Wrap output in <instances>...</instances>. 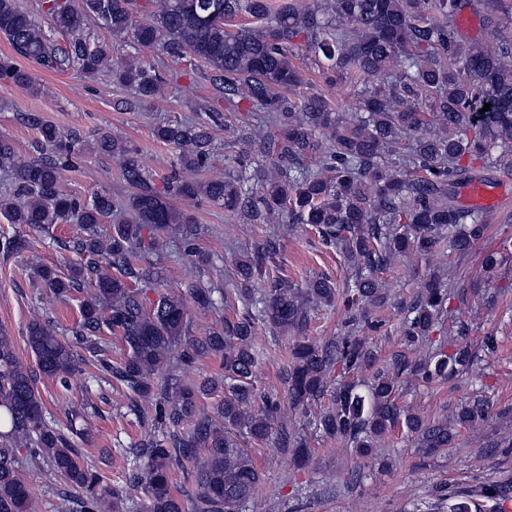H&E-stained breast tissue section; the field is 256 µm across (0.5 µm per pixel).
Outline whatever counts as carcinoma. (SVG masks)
<instances>
[{"label": "carcinoma", "mask_w": 512, "mask_h": 512, "mask_svg": "<svg viewBox=\"0 0 512 512\" xmlns=\"http://www.w3.org/2000/svg\"><path fill=\"white\" fill-rule=\"evenodd\" d=\"M464 0H40L49 29L40 26L17 0H0V35L15 52L41 66L88 76L105 70L130 88L135 105L161 96L165 78L154 62L135 57L114 59L106 46L91 40L101 22L114 36L157 50L172 61L186 56L209 68L225 112H203L190 123H167L155 139L178 150L167 176V192L156 191L132 143L102 132L96 153L119 160L134 191L124 200L97 191L87 198L60 189L62 172L88 153L79 133H65L32 118L39 156L21 158L0 139V169L9 193L0 197V216L34 232L73 223L80 235L61 245L76 259L64 276L44 267L43 285L58 299L92 287L83 301L74 340L57 335L48 322L33 320L28 345L39 371L67 388L79 367L82 349L97 358L112 379L131 395L132 410L147 404L162 436L148 435L134 448L135 466L128 486L141 489L143 512H186L183 491L173 476L193 475L194 512H245L264 474L240 440L277 441L299 464L309 461L306 438L279 421L283 400L254 386L260 327L272 334H300L290 347L282 383L288 407L299 410L314 432L345 442L361 458L372 456L379 438L397 428L414 437L425 457L445 452L456 434L446 421L424 422L399 406V379L424 384L451 381L468 372L477 355L468 344L470 328L449 305L447 282L458 268L430 275L415 297L401 304V336L406 348L429 339L450 324L456 341L439 343L427 357L411 361L405 353L378 363L373 349L354 335L363 325L375 332L384 323L373 308L389 301L378 274L400 257H427L441 243L457 261L487 231L472 209L456 203L457 188L472 181L476 169L512 167V36L502 28L512 21V0H482L480 20L498 36L492 45L467 42L455 19ZM71 35L56 47L50 32ZM322 68L326 85L359 84L351 116L343 118L323 92L305 91L307 80L296 62L300 49ZM0 79L40 91L29 72L0 58ZM245 151L224 160L230 171L217 173L218 146L212 130L238 110ZM490 109L482 111L484 104ZM438 132H428L427 126ZM205 201L241 224H309L322 244L342 251L354 271L353 283L339 289L315 276L301 288L270 279L282 243L266 237L235 261L232 287L199 281L188 289L202 309H214V294L240 303L235 317H224L208 335H189L184 299L166 293L146 308L137 286L178 278L188 260L204 271L213 267L200 250V225L172 203L174 198ZM122 222L101 235L111 217ZM168 239L179 259L166 266L160 248ZM340 307L344 334L317 342L302 335L310 312ZM107 329L125 347L117 362L104 359L99 333ZM206 355L222 360V372L199 383L187 367ZM369 372L368 380L329 385L332 371ZM224 392L212 407L207 396ZM331 405L312 408L325 395ZM492 404L481 396L461 406L456 423L486 421ZM71 420L88 422L96 414L87 398L69 407ZM48 465L83 493L81 512H123L126 493L102 484L70 437L47 421L35 379L14 343L0 332V512H31L20 451ZM512 484L481 485L453 491L435 488L428 512H499Z\"/></svg>", "instance_id": "obj_1"}]
</instances>
